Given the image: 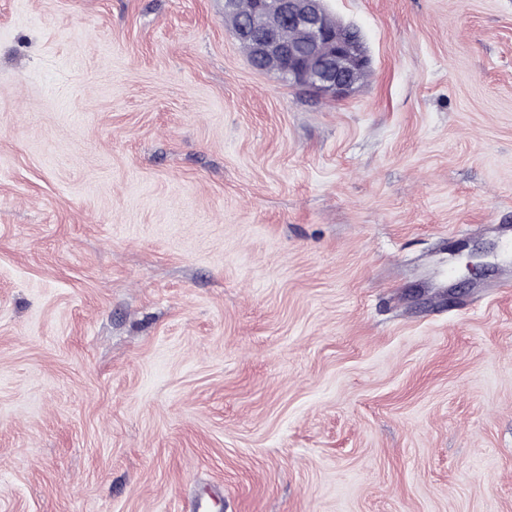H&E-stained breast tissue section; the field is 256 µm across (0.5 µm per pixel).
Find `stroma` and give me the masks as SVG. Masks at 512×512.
<instances>
[{"label":"stroma","mask_w":512,"mask_h":512,"mask_svg":"<svg viewBox=\"0 0 512 512\" xmlns=\"http://www.w3.org/2000/svg\"><path fill=\"white\" fill-rule=\"evenodd\" d=\"M0 0V512H512V0ZM325 0H256L253 24L237 18V1H224V19L248 33L261 71L276 72L320 95L346 97L371 60L365 48L326 22ZM294 27L299 39L284 42L279 32ZM251 31V33H249Z\"/></svg>","instance_id":"35a3bbf8"}]
</instances>
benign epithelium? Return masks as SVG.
I'll list each match as a JSON object with an SVG mask.
<instances>
[{"instance_id": "obj_1", "label": "benign epithelium", "mask_w": 512, "mask_h": 512, "mask_svg": "<svg viewBox=\"0 0 512 512\" xmlns=\"http://www.w3.org/2000/svg\"><path fill=\"white\" fill-rule=\"evenodd\" d=\"M224 19L249 34L259 70L321 95L346 97L370 64L363 45L327 24L325 0H256L250 26L237 16V0H224ZM285 25L296 29L298 40L279 38Z\"/></svg>"}]
</instances>
